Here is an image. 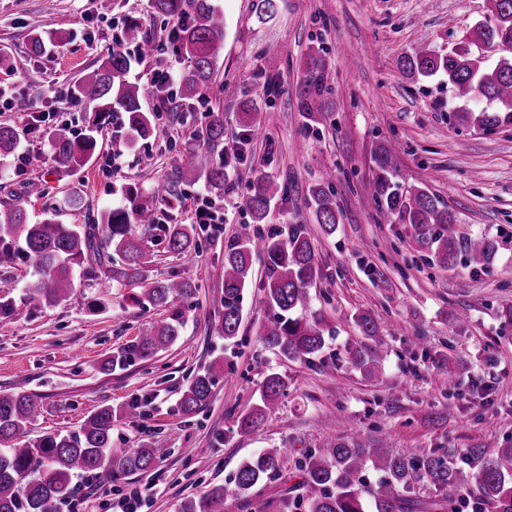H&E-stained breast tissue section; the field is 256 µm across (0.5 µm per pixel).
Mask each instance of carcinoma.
<instances>
[{
    "instance_id": "carcinoma-1",
    "label": "carcinoma",
    "mask_w": 512,
    "mask_h": 512,
    "mask_svg": "<svg viewBox=\"0 0 512 512\" xmlns=\"http://www.w3.org/2000/svg\"><path fill=\"white\" fill-rule=\"evenodd\" d=\"M493 21L480 23L468 44L451 53H440L426 45L403 58L404 72L414 77H445L455 92L456 118L481 130L494 131L512 126V0H491ZM156 13L190 17L178 36L177 51L187 62L178 81L179 97H204L217 76V62L224 53V13L214 0H151ZM277 0H253L258 19L272 17ZM498 60L486 65V52ZM131 62L112 50L101 56L99 65L86 74L75 88V98L93 105L97 115L124 113L130 130L138 136L149 134L150 117L142 111L140 84L129 79ZM323 50L308 53L301 82V111L315 124L321 123L324 84ZM97 128L80 139L61 127L51 134L53 161L58 168L76 173L93 158L97 149ZM206 145L193 156L187 171L176 170L164 191L190 176L204 179L208 187L221 191L228 178L227 164L216 159L213 149L224 141V113H210L205 129ZM17 134L13 127L0 125V158L14 153ZM375 177L370 195L380 219L407 224L414 232L417 251L426 254L444 271L458 267L484 269L498 254L497 241L487 235H457L450 227L457 218L437 197L422 188L405 187L399 180L394 147L379 142L373 152ZM285 189L275 181L257 175L251 182L243 205L253 222L262 223L270 203ZM308 205L315 223L325 234L336 232L340 212L333 190V174L327 170L307 189ZM148 207L132 212L107 210L95 224H62L55 218L30 222L22 202L0 209V264L17 256L31 260L35 281L26 288L25 300L35 307L55 306L69 299L77 276L104 270L99 285L110 287L115 276L144 284L136 297L139 304L166 307L176 299L196 296L198 285L188 278L147 281L152 256L132 225L163 232L168 249L186 254L198 248L195 224H158ZM265 266L262 287L273 317L263 332L264 342L289 360L313 362L325 346L326 326L319 315L309 313L310 288L320 275L315 249L301 224L288 225L287 234H263L244 224L224 245V285L212 299L219 312L217 333L226 341L239 336L241 302L255 259ZM118 264L119 269L112 268ZM354 321L362 339L348 348L353 367L373 376L381 369L383 356L375 346L381 325L368 311ZM183 321L175 315L144 327L136 339L112 353L101 364L104 371L122 368L137 360L152 358L172 345L180 335ZM216 378L208 369L195 374L185 385L180 411L191 416L208 404ZM288 383L278 373L263 381L262 404L240 416L237 432H251L267 409L286 394ZM41 414L38 399L28 393L0 391V442L17 439ZM119 409L100 406L75 431L45 433L19 446L0 448V512H59L62 502L73 494L74 480L90 475L102 486L151 470L156 449L145 442L120 453L112 451V423ZM282 453L267 448L246 458L234 475V493L241 494L276 472ZM301 499L305 512H456L457 503L472 498L475 512H512V446L490 451L474 446L463 449L455 459L443 448L415 449L394 453L379 439L350 435L319 451H309L298 466ZM368 469L380 475L375 485L364 477ZM432 487L424 495L419 483ZM226 488L215 486L198 498L182 502L179 512H224Z\"/></svg>"
}]
</instances>
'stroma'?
Instances as JSON below:
<instances>
[{
    "mask_svg": "<svg viewBox=\"0 0 512 512\" xmlns=\"http://www.w3.org/2000/svg\"><path fill=\"white\" fill-rule=\"evenodd\" d=\"M224 13V56L204 100L162 99L151 72L178 73L187 62L167 41L173 21L153 14L149 0H112L101 13L96 0H0V55L29 56L23 75L0 68V124L18 136L14 156L0 167V207L25 198L30 221L55 208L60 222L87 224L109 209L147 206L171 224H190L202 199L218 216L194 257L167 249L162 232H144L154 254L153 280L187 277L197 296L159 310L135 303L141 287L115 284L102 292L86 281L56 306L33 307L24 288L34 269L24 258L0 265L12 283L14 312L0 320V390L38 397L42 411L28 438L78 429L104 404H137L142 416L112 426V447L151 442L153 471L122 480L121 488L149 492L146 512H178L182 501L209 486L230 484L241 460L278 448L279 474L241 495H228L225 512H282L284 498L299 497L294 476L304 455L355 431L386 441L395 451L445 448L450 454L480 446H512V126L487 132L458 122L448 107L447 79L407 75L401 60L421 44L448 52L465 45L489 17L487 0H279L270 20L259 21L252 0H216ZM157 45L141 59L123 39L127 25ZM50 33L43 53L29 54V39ZM323 46L327 90L323 121L308 126L297 90L311 46ZM117 50L131 60L129 77L144 84L142 109L155 131L145 139L128 127L104 123L96 155L69 177L51 159L49 136L66 127L87 131L91 108L73 91L97 59ZM224 111V157L231 177L222 195L204 181L155 192L175 169H188L202 145L212 108ZM256 109L260 137L245 127ZM396 143L401 183L437 196L457 217V233L486 234L499 250L493 266L454 275L414 250L405 224L378 223L366 189L374 175L379 140ZM153 159L142 166L141 156ZM335 172L341 220L325 235L305 196L326 169ZM286 190L275 199L262 232L306 224L321 275L311 308L331 330L320 360L282 358L265 346L261 331L272 312L263 299L262 262H255L241 303L237 340L216 333L210 299L224 284V244L251 217L242 202L255 175ZM43 195H26L30 181ZM84 206L68 207L72 189ZM181 311L184 325L170 348L153 358L105 373L106 355L134 340L145 323ZM371 312L382 326L386 358L377 376L352 368L347 349L360 333L354 316ZM469 320L457 324L460 312ZM466 376L449 382L458 364ZM214 367L208 405L191 417L179 410L192 375ZM281 374L288 391L253 432L238 435L239 416L261 402L268 374Z\"/></svg>",
    "mask_w": 512,
    "mask_h": 512,
    "instance_id": "stroma-1",
    "label": "stroma"
}]
</instances>
